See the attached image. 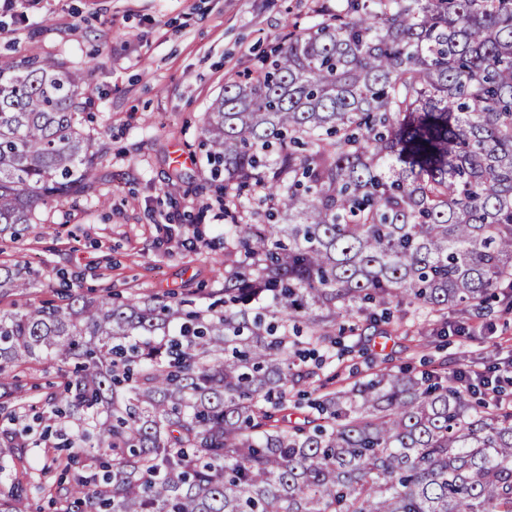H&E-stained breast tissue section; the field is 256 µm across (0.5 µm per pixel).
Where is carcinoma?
I'll list each match as a JSON object with an SVG mask.
<instances>
[{"instance_id":"cac0c4a2","label":"carcinoma","mask_w":512,"mask_h":512,"mask_svg":"<svg viewBox=\"0 0 512 512\" xmlns=\"http://www.w3.org/2000/svg\"><path fill=\"white\" fill-rule=\"evenodd\" d=\"M229 79L202 146L224 173L221 286L200 304L70 290L28 299L0 265V416L14 372L61 390L0 431L11 457L52 425L58 512H512V403L458 377L384 367L323 391L361 317L495 312L512 288V0H338ZM92 88L52 57L0 61V233L91 190ZM311 389L309 410L288 395Z\"/></svg>"}]
</instances>
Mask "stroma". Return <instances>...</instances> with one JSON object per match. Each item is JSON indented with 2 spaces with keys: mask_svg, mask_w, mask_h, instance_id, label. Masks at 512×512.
<instances>
[{
  "mask_svg": "<svg viewBox=\"0 0 512 512\" xmlns=\"http://www.w3.org/2000/svg\"><path fill=\"white\" fill-rule=\"evenodd\" d=\"M335 9L336 0H13L0 11V58L51 56L81 70L94 90L87 128L109 148L94 196L43 207L21 241L0 239V262L32 268L30 299L55 298L61 272L92 295L170 300L216 285L224 224L199 148L203 116L230 75ZM468 328L432 319L406 351L363 321L323 376L334 388L384 367L477 363L512 377V310ZM59 382L50 362L18 371L16 402L41 407Z\"/></svg>",
  "mask_w": 512,
  "mask_h": 512,
  "instance_id": "obj_1",
  "label": "stroma"
}]
</instances>
